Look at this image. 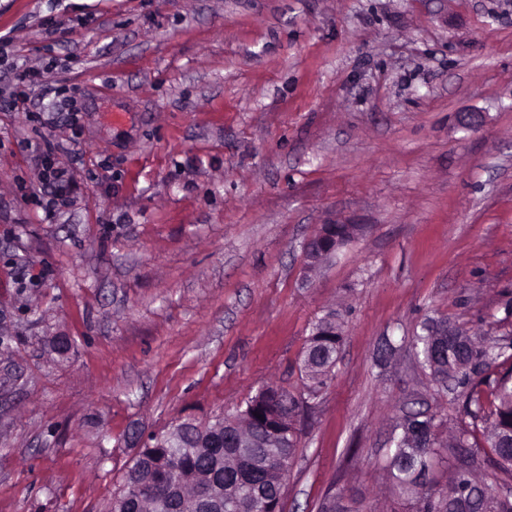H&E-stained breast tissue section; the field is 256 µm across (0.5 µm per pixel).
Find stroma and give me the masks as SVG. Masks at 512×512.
Here are the masks:
<instances>
[{
	"label": "stroma",
	"mask_w": 512,
	"mask_h": 512,
	"mask_svg": "<svg viewBox=\"0 0 512 512\" xmlns=\"http://www.w3.org/2000/svg\"><path fill=\"white\" fill-rule=\"evenodd\" d=\"M16 60L43 110L0 107V512H104L132 433L300 391L330 313L283 512L396 506V423L461 417L410 336L512 335V0H0L5 100ZM48 139L78 183L49 221ZM325 224L360 231L309 266ZM342 340L341 327L332 319L324 318L313 325L300 354L304 393L314 395L332 380Z\"/></svg>",
	"instance_id": "35a3bbf8"
}]
</instances>
